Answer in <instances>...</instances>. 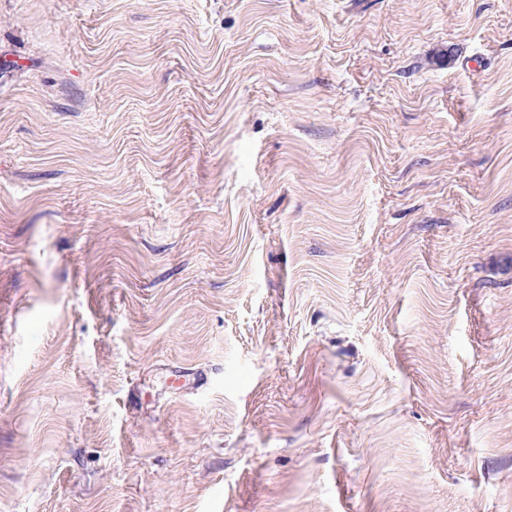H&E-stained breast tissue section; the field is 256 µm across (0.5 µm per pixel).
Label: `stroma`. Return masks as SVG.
Wrapping results in <instances>:
<instances>
[{"instance_id": "1", "label": "stroma", "mask_w": 512, "mask_h": 512, "mask_svg": "<svg viewBox=\"0 0 512 512\" xmlns=\"http://www.w3.org/2000/svg\"><path fill=\"white\" fill-rule=\"evenodd\" d=\"M0 512H512V0H0Z\"/></svg>"}]
</instances>
